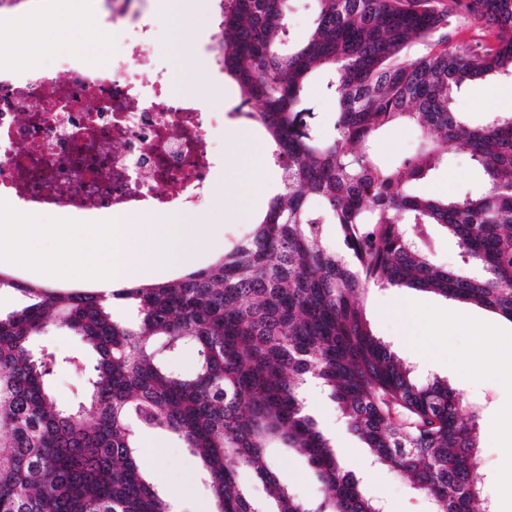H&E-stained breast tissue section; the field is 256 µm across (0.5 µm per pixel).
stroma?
<instances>
[{
	"label": "stroma",
	"instance_id": "35a3bbf8",
	"mask_svg": "<svg viewBox=\"0 0 512 512\" xmlns=\"http://www.w3.org/2000/svg\"><path fill=\"white\" fill-rule=\"evenodd\" d=\"M188 3L190 8L182 19V38L174 39L170 24H162L155 56L176 73L172 96L198 99L208 112L223 111V127L210 128L209 135L226 162L212 174L211 196L193 213L180 214L179 221L219 225V246L226 252L258 223L268 205L267 199L252 195L250 171L260 170L274 186L279 183V171L268 160L271 145L267 132L254 120L237 114L240 89L217 62L215 47L221 33V17L215 0ZM501 85L498 79L473 82L458 96L457 110L474 123L489 112H512V95L501 92ZM419 141L415 128H389L379 134L374 151L380 163L390 165L415 154ZM479 176L467 155L452 150L447 165L436 172L424 190L455 195L469 188ZM363 305L374 335L390 345L417 375L448 381L468 400L480 434L479 464L485 474L482 496L488 501L495 499L496 474L503 461L495 439L501 428L502 410L512 406V347L504 345L492 353L496 369L482 381L466 382L462 376L470 359L489 354L479 343L481 328L490 324L502 335L512 337V321L473 304L408 288L371 289ZM459 310L469 314L471 322L449 330L447 314ZM307 407L335 446L343 468L361 480L365 494L378 502L383 512H430V502L414 493L406 479L373 463L368 448L347 425L326 391L310 389ZM138 440L151 443L160 451L158 461L147 466L146 473L173 512H213L206 479L190 449L162 429L139 428ZM270 456L280 482L291 494L313 503L321 499L324 488L305 458L282 447L271 449Z\"/></svg>",
	"mask_w": 512,
	"mask_h": 512
}]
</instances>
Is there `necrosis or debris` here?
<instances>
[{
    "mask_svg": "<svg viewBox=\"0 0 512 512\" xmlns=\"http://www.w3.org/2000/svg\"><path fill=\"white\" fill-rule=\"evenodd\" d=\"M157 24L128 26L122 54L66 60L57 76L0 68V197L74 216L190 211L221 163L194 99H172L151 56Z\"/></svg>",
    "mask_w": 512,
    "mask_h": 512,
    "instance_id": "1",
    "label": "necrosis or debris"
}]
</instances>
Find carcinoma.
<instances>
[{
    "label": "carcinoma",
    "mask_w": 512,
    "mask_h": 512,
    "mask_svg": "<svg viewBox=\"0 0 512 512\" xmlns=\"http://www.w3.org/2000/svg\"><path fill=\"white\" fill-rule=\"evenodd\" d=\"M217 62L241 90L239 114L272 139L279 192L256 228L211 266L156 285L62 290L0 275L21 305L0 314V512H171L147 482L130 425L175 433L201 459L215 512H376L307 413L302 385L329 391L373 462L409 480L433 512H480L475 417L448 382L420 380L364 318L367 290L411 288L512 321V113L471 124L455 110L471 83L512 76V0H312L314 29L288 31L293 0H216ZM485 21L494 43L439 31ZM316 77L336 97L321 124L304 97ZM258 101V112L245 107ZM413 123L417 156L382 167L377 133ZM453 146L482 180L458 196L419 194ZM461 267L432 261L430 229ZM128 315L117 318L113 307ZM91 355L58 359L49 327ZM197 369L173 368L183 347ZM86 403L58 399L52 367L82 374ZM297 449L327 495L309 505L268 457ZM250 471L266 500L241 488Z\"/></svg>",
    "instance_id": "cac0c4a2"
}]
</instances>
